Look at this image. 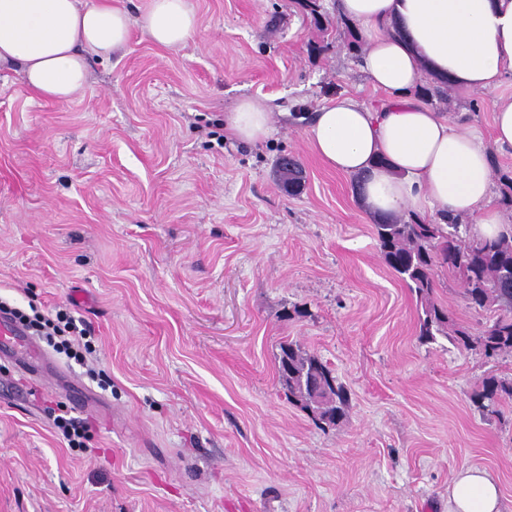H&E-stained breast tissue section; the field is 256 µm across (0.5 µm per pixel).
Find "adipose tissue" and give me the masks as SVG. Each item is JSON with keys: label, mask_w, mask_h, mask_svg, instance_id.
Wrapping results in <instances>:
<instances>
[{"label": "adipose tissue", "mask_w": 512, "mask_h": 512, "mask_svg": "<svg viewBox=\"0 0 512 512\" xmlns=\"http://www.w3.org/2000/svg\"><path fill=\"white\" fill-rule=\"evenodd\" d=\"M337 11L365 41L361 68L386 101L373 109L350 96L331 100L306 128L311 150L336 173L361 177L360 199L374 216L409 212L444 224L468 215L479 237L512 233L494 202L491 155L492 146L512 147V100L498 102L487 141L419 98L425 83L446 78L476 92L512 79V0H338ZM197 23L190 0H150L135 17L113 0H0V68H18L33 98L66 101L85 88L88 56H111L132 29L174 48ZM270 114L266 100L245 95L224 124L260 144ZM448 512H502L497 480L460 470Z\"/></svg>", "instance_id": "1"}]
</instances>
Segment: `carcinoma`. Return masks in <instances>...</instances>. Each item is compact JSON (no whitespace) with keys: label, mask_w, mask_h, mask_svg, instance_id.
I'll list each match as a JSON object with an SVG mask.
<instances>
[{"label":"carcinoma","mask_w":512,"mask_h":512,"mask_svg":"<svg viewBox=\"0 0 512 512\" xmlns=\"http://www.w3.org/2000/svg\"><path fill=\"white\" fill-rule=\"evenodd\" d=\"M277 171L288 191L300 190L303 170L297 159H292V166H279ZM373 235L388 267L424 306L417 323L421 343H431L438 335H453L461 348L478 351L487 359L512 353L511 237L477 240L470 236L469 225L460 223L458 217L448 218L446 224H428L415 215L407 220L378 219ZM436 266L462 280L469 308L493 310L495 318L476 331L453 326L448 311L431 301ZM278 370L288 372L282 384L288 401L308 412L316 425L337 427L343 422L347 391L327 364L288 343L280 346ZM507 399L512 400V380L494 375L484 378L471 395L472 405L483 413H500L497 406Z\"/></svg>","instance_id":"obj_1"}]
</instances>
